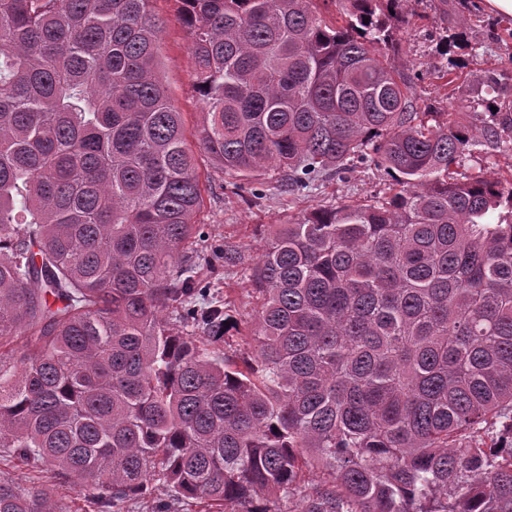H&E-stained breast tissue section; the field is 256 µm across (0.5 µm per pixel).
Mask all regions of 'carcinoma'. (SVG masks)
<instances>
[{"mask_svg":"<svg viewBox=\"0 0 512 512\" xmlns=\"http://www.w3.org/2000/svg\"><path fill=\"white\" fill-rule=\"evenodd\" d=\"M154 2L0 0V448L115 512L157 482V512H512V181L453 171L512 113L419 105L392 63L407 0H345L340 26L174 0L195 137L237 195L391 178L279 225L235 358L197 277L224 251L182 252L205 187ZM0 512L59 510L0 480Z\"/></svg>","mask_w":512,"mask_h":512,"instance_id":"1","label":"carcinoma"}]
</instances>
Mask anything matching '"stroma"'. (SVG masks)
<instances>
[{
  "label": "stroma",
  "instance_id": "1",
  "mask_svg": "<svg viewBox=\"0 0 512 512\" xmlns=\"http://www.w3.org/2000/svg\"><path fill=\"white\" fill-rule=\"evenodd\" d=\"M409 22L399 32L396 65L416 73L414 93L441 112H456L471 119L472 110L488 96L487 79L502 71L512 72V16L487 13L482 0H449V11H462L469 19L465 30L449 25L439 34L437 0H410ZM155 10L165 29L159 44L162 77L173 104L182 112L187 130L201 122V107L192 86L193 60L190 38L178 18L175 0H157ZM202 174L208 175L210 191L197 217L209 242L223 247L227 262L202 267L212 297L227 302L239 321L252 316L257 299L246 276L263 252L273 225L285 224L319 205H339L383 195L388 181L372 168L358 167L343 178H328L305 195L275 191L255 199L241 198L230 189L231 176L201 157ZM463 173L479 171L512 174V134L496 149L473 150L460 166ZM0 478L25 487L47 490L62 512H110L98 501L84 498L44 469L28 466L0 452Z\"/></svg>",
  "mask_w": 512,
  "mask_h": 512
}]
</instances>
